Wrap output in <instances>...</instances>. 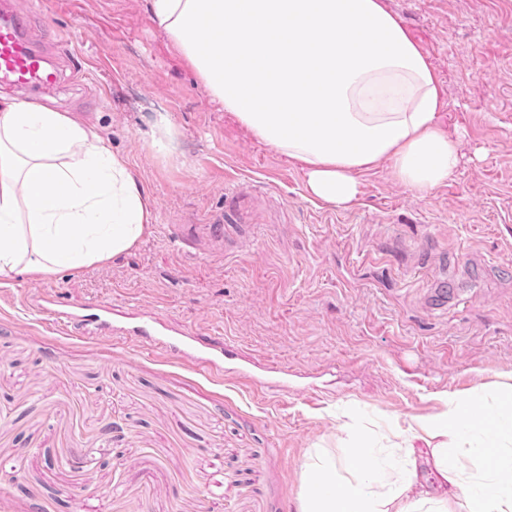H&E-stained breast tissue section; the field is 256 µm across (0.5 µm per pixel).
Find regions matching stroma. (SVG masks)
I'll return each instance as SVG.
<instances>
[{
    "label": "stroma",
    "mask_w": 512,
    "mask_h": 512,
    "mask_svg": "<svg viewBox=\"0 0 512 512\" xmlns=\"http://www.w3.org/2000/svg\"><path fill=\"white\" fill-rule=\"evenodd\" d=\"M383 3L462 159L425 194L360 172L338 209L212 99L148 0H13L62 72L42 104L101 128L155 220L115 259L0 276V512H296L310 451L346 468L357 433L395 473L447 398L491 407L512 378V0ZM45 294L224 336L288 388L68 336L30 307Z\"/></svg>",
    "instance_id": "35a3bbf8"
}]
</instances>
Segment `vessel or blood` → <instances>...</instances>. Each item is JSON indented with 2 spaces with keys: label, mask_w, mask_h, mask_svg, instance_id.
<instances>
[{
  "label": "vessel or blood",
  "mask_w": 512,
  "mask_h": 512,
  "mask_svg": "<svg viewBox=\"0 0 512 512\" xmlns=\"http://www.w3.org/2000/svg\"><path fill=\"white\" fill-rule=\"evenodd\" d=\"M59 80V70L31 40L26 17L15 12L7 0H0V84L40 92L55 88ZM35 306L68 335L129 339L142 351H161L216 379L223 377L233 356L221 338L202 336L190 329L174 331L154 319L134 324L115 318L108 305H90L78 311L49 295L39 298Z\"/></svg>",
  "instance_id": "vessel-or-blood-1"
}]
</instances>
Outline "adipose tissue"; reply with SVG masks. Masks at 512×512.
<instances>
[{"label": "adipose tissue", "instance_id": "adipose-tissue-1", "mask_svg": "<svg viewBox=\"0 0 512 512\" xmlns=\"http://www.w3.org/2000/svg\"><path fill=\"white\" fill-rule=\"evenodd\" d=\"M153 21L210 96L259 142L300 164L317 199L340 208L358 172L390 162L425 194L460 164L438 123V79L382 0H150ZM153 221L151 197L101 130L48 106L0 98V274L53 276L129 251ZM476 423L464 400L421 420L434 439L430 488L415 448L388 479L375 450L351 448L350 474L311 453L297 512H512V384ZM493 435L473 442L471 429Z\"/></svg>", "mask_w": 512, "mask_h": 512}]
</instances>
